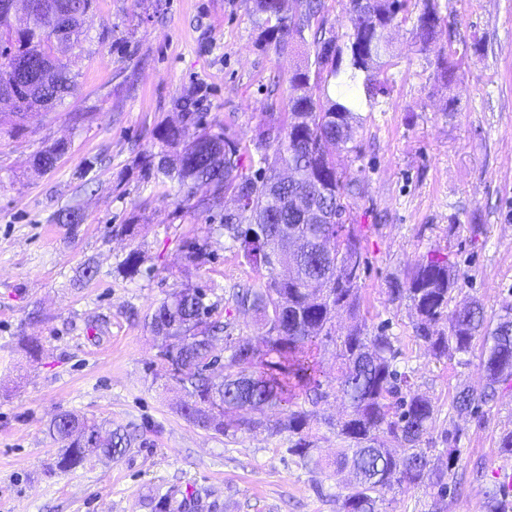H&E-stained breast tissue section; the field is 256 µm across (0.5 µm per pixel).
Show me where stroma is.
<instances>
[{"instance_id":"1","label":"stroma","mask_w":512,"mask_h":512,"mask_svg":"<svg viewBox=\"0 0 512 512\" xmlns=\"http://www.w3.org/2000/svg\"><path fill=\"white\" fill-rule=\"evenodd\" d=\"M439 3L450 28L426 53L414 52L411 23L389 30L397 56L385 91L376 108L360 111L357 151L340 158L362 187L350 209L367 269L357 318L340 314L332 340L309 350L325 393L316 433L323 464L314 470L288 455L286 435H218L185 415L148 316L168 294L201 288L232 336L258 347L263 329L231 295L265 279L221 229L223 203L180 207L177 182L145 177L137 159L159 153L156 129L186 112L250 145L270 113L287 111L288 81L313 59L314 32L346 42L347 0H324L305 41L282 52L259 45L247 0H98L84 41L57 44L76 77L72 94L32 114L22 132L0 126V512H152L166 493L176 512H338L348 476L328 465L344 446L334 424L346 414L334 339L356 322L396 337L398 369L437 410L426 447H442L445 430L458 427L468 471L459 492L441 498L407 485L381 512H420L433 499L440 512H486V487L512 466L499 446L512 430V387L479 413L455 412L459 389L486 382L478 352L435 359L413 337L409 302L388 295L419 260L441 252L461 274L456 303L479 299L492 318L512 306V0ZM450 53L449 80L437 63ZM58 141L68 150L56 167L34 172L33 155ZM70 207L84 215L74 235L56 220ZM125 224L137 225L135 236L122 233ZM474 224L481 235L471 234ZM190 239L207 244L210 263L184 259ZM133 250L141 272L129 279L120 266ZM28 337L38 338L39 359L26 354ZM62 412L137 430L144 444L60 472L47 425Z\"/></svg>"}]
</instances>
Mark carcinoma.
<instances>
[{
  "mask_svg": "<svg viewBox=\"0 0 512 512\" xmlns=\"http://www.w3.org/2000/svg\"><path fill=\"white\" fill-rule=\"evenodd\" d=\"M5 2L0 0V108L6 105L9 111H0V118L20 131L28 112L52 110L70 93L74 76L53 54L54 41H79L80 20L96 8V0H51L49 10L17 28ZM296 3L295 15L278 16L277 0H249L261 44L281 51L305 40L322 0ZM411 18L414 46L423 53L445 25L439 0H422L416 15L410 0H349L347 41L338 45L314 37V61L289 79L288 112L257 130V169L243 165L237 139L208 130L193 112L183 115L180 126L158 129L164 150L138 160L145 175L177 181L185 189L184 206L195 211L217 198L237 197L238 209L224 211L221 224L246 263L266 277L265 287L236 293L235 303L258 315L267 350L262 354L248 342L224 337L227 355L218 376L210 343L227 325L212 318L203 290L174 292L151 315L154 333L164 339L168 372L186 391L185 414L223 435L228 431L224 411H235V429L266 427L288 434V454L313 469L321 464L310 434L317 411L290 409L274 422L270 415L283 411L297 389L314 406L325 398L320 369L305 349L330 337L339 311L354 315L359 309L364 258L360 235L349 224V200L359 195L360 185L338 170L336 153L357 148L361 115L356 109L377 104L385 67L394 58L386 30L398 19ZM66 150V143L57 142L36 153L34 171L52 170ZM182 252L197 265L211 260L205 245L195 240L183 242ZM458 292L455 264L448 255L434 253L404 281L394 282L389 296L393 303L411 302L414 338L435 358L450 350L469 353L481 342L487 383L479 392L463 388L456 393L453 408L462 414L512 383V309L491 319L478 300L451 306ZM397 355L394 337L383 327L369 335L356 325L336 343V385L350 412L336 422V434L348 447L331 465L352 476L338 495L339 512H380L385 495L404 484L448 495L459 460V430L445 431L446 462L433 461L432 449L421 442L436 423V410L413 390L410 376L396 369ZM49 433L60 443L56 467L61 472L92 456H122L142 444L139 434L68 412L55 416ZM394 445L402 456L395 455Z\"/></svg>",
  "mask_w": 512,
  "mask_h": 512,
  "instance_id": "1",
  "label": "carcinoma"
}]
</instances>
